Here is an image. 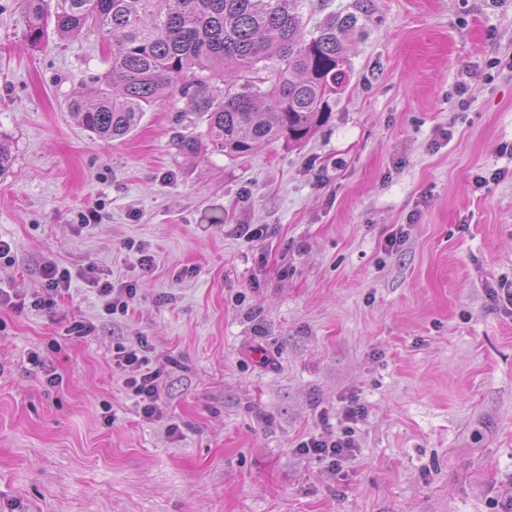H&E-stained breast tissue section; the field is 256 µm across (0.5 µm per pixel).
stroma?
<instances>
[{
  "mask_svg": "<svg viewBox=\"0 0 512 512\" xmlns=\"http://www.w3.org/2000/svg\"><path fill=\"white\" fill-rule=\"evenodd\" d=\"M371 5L330 120L231 158L179 152L206 130L181 98L83 128L109 42L32 44L0 0V512H512V0ZM48 260L74 279L43 309ZM90 266L136 286L127 315ZM140 339L158 419L112 362ZM352 398L353 455L300 454Z\"/></svg>",
  "mask_w": 512,
  "mask_h": 512,
  "instance_id": "stroma-1",
  "label": "stroma"
}]
</instances>
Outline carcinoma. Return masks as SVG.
Returning a JSON list of instances; mask_svg holds the SVG:
<instances>
[{
    "instance_id": "1",
    "label": "carcinoma",
    "mask_w": 512,
    "mask_h": 512,
    "mask_svg": "<svg viewBox=\"0 0 512 512\" xmlns=\"http://www.w3.org/2000/svg\"><path fill=\"white\" fill-rule=\"evenodd\" d=\"M302 0H27V36L110 35L109 69L68 110L102 138H123L145 112L180 94L206 123L212 151L253 154L299 145L324 125L352 68L344 36L370 15L365 0L306 29ZM225 85L216 89L215 83Z\"/></svg>"
}]
</instances>
